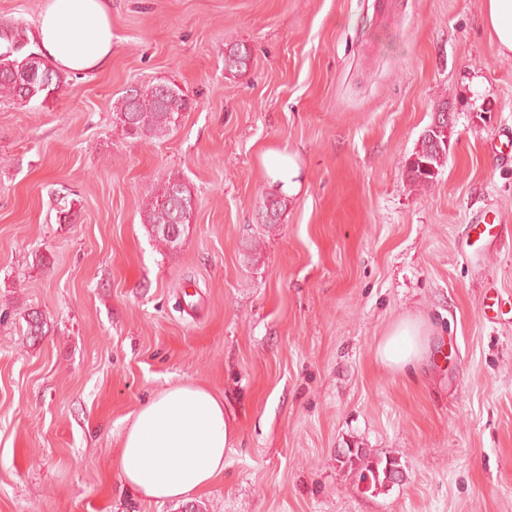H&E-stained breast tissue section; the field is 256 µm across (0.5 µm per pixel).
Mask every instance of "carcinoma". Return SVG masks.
<instances>
[{
  "instance_id": "carcinoma-1",
  "label": "carcinoma",
  "mask_w": 512,
  "mask_h": 512,
  "mask_svg": "<svg viewBox=\"0 0 512 512\" xmlns=\"http://www.w3.org/2000/svg\"><path fill=\"white\" fill-rule=\"evenodd\" d=\"M25 31L11 23L0 22V96L14 100H32L59 90L66 78L42 55L26 50ZM249 56L238 47L224 52V69L242 73L247 70ZM190 108L181 90L165 83L159 88L134 90L118 98L112 106L117 116H124L122 130L131 138H162L177 128L176 119ZM448 123L434 130L428 126L419 139V148L409 158L407 176L416 185L433 183L448 159ZM192 192L180 177H172L152 193L143 213V223L161 245L175 248L184 234L183 217L193 211ZM375 482L394 483L400 479L397 463L386 460L382 468L365 467Z\"/></svg>"
}]
</instances>
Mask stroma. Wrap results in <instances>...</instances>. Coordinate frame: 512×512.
Segmentation results:
<instances>
[{
	"mask_svg": "<svg viewBox=\"0 0 512 512\" xmlns=\"http://www.w3.org/2000/svg\"><path fill=\"white\" fill-rule=\"evenodd\" d=\"M111 11L105 69L0 100V512H184L113 464L178 383L220 396L238 434L200 512H512V323L481 314L487 287L512 296V54L484 0ZM237 45L241 74L224 68ZM159 82L190 110L166 137L125 136L113 103ZM441 103L448 161L423 188L405 161ZM174 175L195 203L168 250L142 216ZM489 210L501 237L475 257ZM404 322L427 350L399 371L379 348ZM347 448L402 480L373 485ZM288 162V182L282 186L288 193H295L299 190L300 184L297 181H292V162L290 157H285L277 152H269L266 155V163L269 168L271 175L275 178H279V173L286 167Z\"/></svg>",
	"mask_w": 512,
	"mask_h": 512,
	"instance_id": "obj_1",
	"label": "stroma"
}]
</instances>
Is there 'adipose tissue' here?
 <instances>
[{
    "label": "adipose tissue",
    "mask_w": 512,
    "mask_h": 512,
    "mask_svg": "<svg viewBox=\"0 0 512 512\" xmlns=\"http://www.w3.org/2000/svg\"><path fill=\"white\" fill-rule=\"evenodd\" d=\"M38 48L56 69L88 73L112 59V16L108 0H50L36 22ZM426 350L421 331L399 325L379 354L403 369ZM224 417V402L207 389L177 384L142 405L124 433L115 458L125 484L155 500H187L224 472V459L237 443Z\"/></svg>",
    "instance_id": "1"
}]
</instances>
